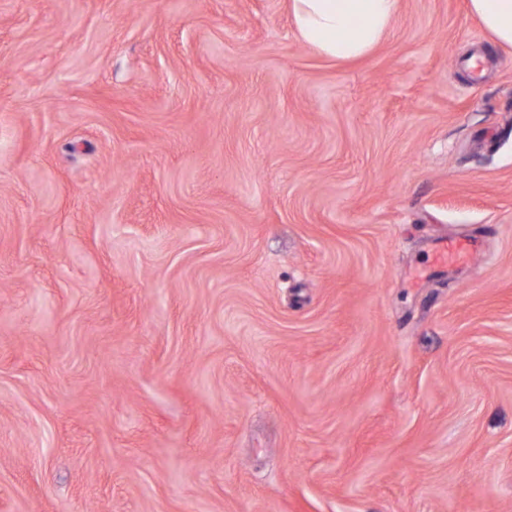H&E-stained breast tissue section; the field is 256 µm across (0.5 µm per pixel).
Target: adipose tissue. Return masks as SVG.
I'll return each mask as SVG.
<instances>
[{
  "mask_svg": "<svg viewBox=\"0 0 512 512\" xmlns=\"http://www.w3.org/2000/svg\"><path fill=\"white\" fill-rule=\"evenodd\" d=\"M399 0H290L299 40L336 61L368 55L382 41ZM496 43L512 46V0H469Z\"/></svg>",
  "mask_w": 512,
  "mask_h": 512,
  "instance_id": "1",
  "label": "adipose tissue"
}]
</instances>
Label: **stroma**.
I'll return each mask as SVG.
<instances>
[{"mask_svg":"<svg viewBox=\"0 0 512 512\" xmlns=\"http://www.w3.org/2000/svg\"><path fill=\"white\" fill-rule=\"evenodd\" d=\"M0 512H512V48L467 0L346 62L289 0H0Z\"/></svg>","mask_w":512,"mask_h":512,"instance_id":"obj_1","label":"stroma"}]
</instances>
